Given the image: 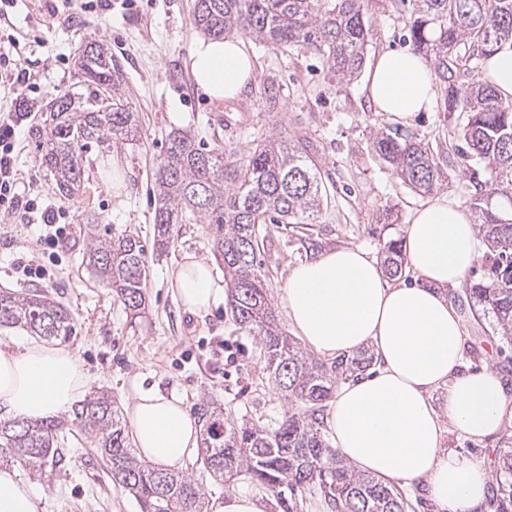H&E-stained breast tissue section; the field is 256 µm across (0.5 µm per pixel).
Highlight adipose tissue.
<instances>
[{
  "label": "adipose tissue",
  "instance_id": "obj_1",
  "mask_svg": "<svg viewBox=\"0 0 512 512\" xmlns=\"http://www.w3.org/2000/svg\"><path fill=\"white\" fill-rule=\"evenodd\" d=\"M254 71L242 39H201L191 73L212 99L239 97ZM365 88L374 111L398 124L432 111L437 88L419 54L386 49L369 65ZM403 252L414 285L389 283L373 254L347 245L293 268L284 290L287 318L305 345L328 359L368 347L379 369L338 385L329 412L335 446L357 470L380 479L423 481L435 512H482L488 474L483 463L444 446L446 428L473 439L497 433L512 417V393L492 371L463 372V324L448 299L479 256L471 212L440 194L416 209ZM176 292L193 312L225 299L211 267L184 256L173 273ZM88 377L69 349L0 342V406L38 421L69 410ZM127 420L140 458L181 466L198 444L200 428L184 403L140 390ZM0 512H39V499L15 471L0 469Z\"/></svg>",
  "mask_w": 512,
  "mask_h": 512
}]
</instances>
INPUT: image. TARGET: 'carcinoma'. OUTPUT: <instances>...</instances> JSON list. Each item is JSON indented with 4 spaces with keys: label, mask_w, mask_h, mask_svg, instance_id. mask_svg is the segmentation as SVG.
<instances>
[{
    "label": "carcinoma",
    "mask_w": 512,
    "mask_h": 512,
    "mask_svg": "<svg viewBox=\"0 0 512 512\" xmlns=\"http://www.w3.org/2000/svg\"><path fill=\"white\" fill-rule=\"evenodd\" d=\"M410 41L424 56L445 91L444 111L457 115L454 137L461 160L484 163L490 178L475 186L476 224L486 251V276L471 284L470 297L491 312L501 335L512 337V219L492 201L512 205V100L479 79L486 60L512 43V0H411ZM370 0H196L195 28L213 38L243 35L274 49L306 48L320 55L330 80L341 84L361 69L369 42ZM85 81L110 101L82 108L70 96L50 110L42 164L57 190L80 188V150L92 142L141 138L138 113L122 100L123 74L112 53L92 42L79 62ZM258 94L268 108L283 99V84L267 74ZM156 164L150 193L155 250L173 239V226L198 221L213 229L212 248L231 290V314L240 329L256 337L268 373L291 405L273 425L235 424L207 399L195 414L203 444L200 462L215 479L241 477L271 491L282 512H301L306 494L318 489L328 512H406L391 484L354 471L324 433L326 402L340 380H355L372 364L360 351L326 366L279 328L266 277L257 261L265 224H314L323 206L324 184L313 143L283 133L264 139L241 158L206 149L183 132L168 135ZM372 147L403 184L421 195L445 179L448 156L411 136L380 131ZM147 250L140 238L117 239L89 232L85 263L130 314L145 305ZM384 272L402 274L404 256L393 241L385 250ZM18 329L43 339L66 340L76 321L60 302L37 291L0 293V331ZM72 422L96 448L112 479L136 500L140 512H206L205 493L189 474L163 470L138 459L112 396L95 392L73 410ZM66 426L54 419L0 418V460L39 472L58 452ZM494 512H512V448L500 457Z\"/></svg>",
    "instance_id": "cac0c4a2"
}]
</instances>
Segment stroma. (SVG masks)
<instances>
[{
	"mask_svg": "<svg viewBox=\"0 0 512 512\" xmlns=\"http://www.w3.org/2000/svg\"><path fill=\"white\" fill-rule=\"evenodd\" d=\"M83 2L60 0L54 8L49 0H17L0 15V53L18 42L16 61L31 73L29 87L17 96L9 88L10 72L0 69V112L28 115L15 143L14 171L39 205L61 211L67 231L62 263L51 278L33 282L19 269L40 258L34 229L17 219L0 220V291L40 290L67 307L77 329L65 348L80 359L88 392H109L119 409H126L139 389L152 387L177 396L190 409L209 398L223 408L228 421L238 424L282 418L288 405L268 382L253 337L235 326L229 303L196 314L184 307L172 285V273L184 255L213 262L211 226L176 225L166 252L148 253V306L134 319L82 262L88 224L96 222L99 230L115 237L135 233L152 245L151 176L171 131H192L206 148L238 155L283 128L306 135L317 146L328 194L321 217L309 229L301 224L269 226L260 256L278 322L289 334L293 328L282 296L294 267L314 258L316 251L341 245H360L382 256L389 241L403 239L412 211L426 201L371 149L376 132L391 123L370 107L364 76L337 84L328 79L319 55L303 48L284 54L254 41L248 44L254 77L275 72L287 89L277 114L265 112L250 85L238 100L216 111L215 101L192 86L191 55L200 37L193 25V0H111L102 26L84 12ZM409 17L407 0H371L367 58L384 49H409ZM94 41L122 64L123 95L140 115L143 138L133 145L85 146L83 187L64 196L41 165L47 116L60 97L90 98L92 88L83 82L75 60ZM453 127L438 104L401 131L434 148ZM116 172L122 178L117 189L112 186ZM446 172L441 192L465 206L472 203L475 183L488 177L482 164L456 157ZM312 239L318 243L314 251L308 247ZM448 297L465 329L466 370H494L512 387V340L497 333L491 314L470 298L466 286L449 290ZM446 446L484 461L489 474H496L500 453L512 448V421L481 441L451 431ZM16 476L40 495V512H139L136 501L112 481L76 431L45 469L31 473L20 468Z\"/></svg>",
	"mask_w": 512,
	"mask_h": 512,
	"instance_id": "35a3bbf8",
	"label": "stroma"
}]
</instances>
